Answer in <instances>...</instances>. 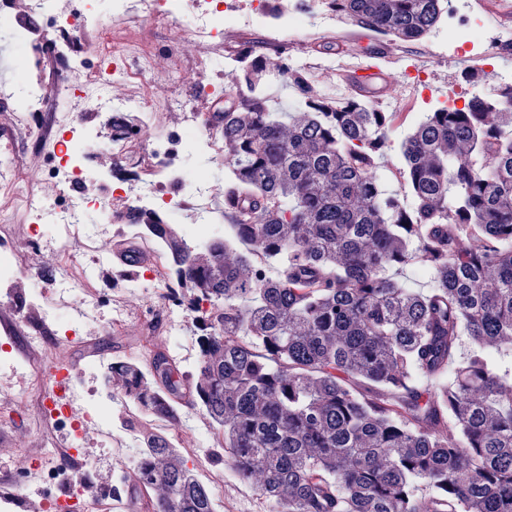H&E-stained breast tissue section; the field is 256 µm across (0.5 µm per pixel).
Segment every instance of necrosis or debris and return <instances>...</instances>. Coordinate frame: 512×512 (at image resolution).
<instances>
[{
	"label": "necrosis or debris",
	"instance_id": "obj_1",
	"mask_svg": "<svg viewBox=\"0 0 512 512\" xmlns=\"http://www.w3.org/2000/svg\"><path fill=\"white\" fill-rule=\"evenodd\" d=\"M81 4L78 12L62 15L56 13L54 0H35L32 13L21 20L16 16L13 0H0V24L13 29L20 56H28L44 40H51L54 53L62 62L55 82L71 101L69 110L53 111L46 84L41 81L12 102L21 134L44 140L56 128L69 129L74 147L63 150L56 171L46 174L32 167L28 154L15 145L0 154V303H11L23 288L29 298L27 332L20 337L11 330L0 332V339L10 348L7 358L0 361V423H12L18 412L26 414L23 424L12 430L18 449V471L43 479L62 472L79 475L76 492L49 499L46 512H84L83 504L98 473L81 453L82 442L93 435L112 439L114 451L121 457L127 455L128 448L126 442L113 439L111 423L95 407V391L83 385L78 373L58 378L51 395L33 384L22 390L13 385L18 370L35 368L48 356L67 358L70 352L68 339L54 335L48 326L43 297L30 283L39 280L55 284V306L64 323L74 333L86 326L88 317L83 304L93 301L94 295L87 290L83 302L74 300L71 271L88 256L85 205L91 198L90 188L98 184L120 190L129 214L163 208L168 217L175 218L186 212L192 217L190 230L194 237L213 233L219 222L212 206L213 187L206 174H192L185 169L181 151L193 148L216 154L222 151L223 142L217 135L203 133L199 114L190 102L160 96L157 87L159 82L179 79L189 60L204 66L223 57L225 38L236 33L239 26L224 0H207L206 8L194 18L189 41H176L161 50L152 42L150 32L172 26L183 11L184 0H142L143 10L139 13L132 9L131 0H81ZM104 10L112 19H119V26L103 21L100 13ZM89 31L96 37L100 59L111 61V75L127 87L126 101L113 102V111H122L131 102L141 114L138 127L116 128L112 163L104 173L89 165L96 137L94 128L73 121L74 113L101 106L96 93L105 89L111 76L86 62L83 39ZM449 34L467 42L478 41L483 47L486 71L494 74L500 87L512 86V74L496 68L498 59L512 50L511 26L478 32L459 18L450 24ZM171 111L183 114L178 140L149 136V128L162 122ZM42 178L54 184L66 203L56 218L50 257L32 269L26 266L24 257L39 244L32 222L42 218L45 210L44 198L35 190L36 181ZM169 181L180 183L181 195H161V186ZM75 185L81 186V194L72 193ZM23 214L30 216V223H19ZM142 278L147 289L133 287L126 296L114 299L116 324H123L130 308L148 299L153 317L161 321L160 333L165 343L179 344L184 322L182 308L169 296L158 257H150Z\"/></svg>",
	"mask_w": 512,
	"mask_h": 512
}]
</instances>
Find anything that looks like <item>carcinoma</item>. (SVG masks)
<instances>
[{
  "label": "carcinoma",
  "instance_id": "obj_1",
  "mask_svg": "<svg viewBox=\"0 0 512 512\" xmlns=\"http://www.w3.org/2000/svg\"><path fill=\"white\" fill-rule=\"evenodd\" d=\"M325 2L385 41L424 38L448 8ZM231 62L240 83L208 125L233 237L193 245L158 214L131 225L167 288L211 306L196 366L157 345L145 370L108 366L112 388L172 425L201 410L273 512H512V106L475 94L426 113L398 146L402 197L377 167L404 113L315 97L285 54L302 105L285 123L264 49ZM407 270L429 288L403 287ZM144 432L142 485L162 490L145 512H216L169 437Z\"/></svg>",
  "mask_w": 512,
  "mask_h": 512
}]
</instances>
